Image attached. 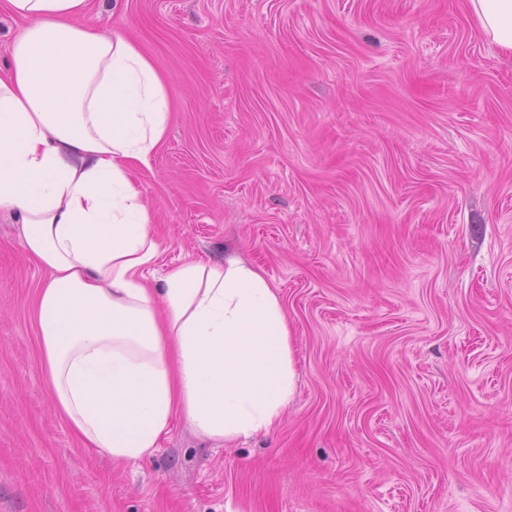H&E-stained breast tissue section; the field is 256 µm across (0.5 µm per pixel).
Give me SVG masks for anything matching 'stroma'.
I'll use <instances>...</instances> for the list:
<instances>
[{"label": "stroma", "instance_id": "stroma-1", "mask_svg": "<svg viewBox=\"0 0 512 512\" xmlns=\"http://www.w3.org/2000/svg\"><path fill=\"white\" fill-rule=\"evenodd\" d=\"M165 78L154 275L236 255L298 374L269 434L115 463L54 408L0 213V512H512V54L467 0H115Z\"/></svg>", "mask_w": 512, "mask_h": 512}]
</instances>
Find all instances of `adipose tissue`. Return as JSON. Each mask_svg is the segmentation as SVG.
Here are the masks:
<instances>
[{
  "label": "adipose tissue",
  "mask_w": 512,
  "mask_h": 512,
  "mask_svg": "<svg viewBox=\"0 0 512 512\" xmlns=\"http://www.w3.org/2000/svg\"><path fill=\"white\" fill-rule=\"evenodd\" d=\"M512 53V0H469ZM90 0H0L21 20L0 72V212L45 270L35 314L54 405L84 447L154 454L174 417L216 443L270 431L297 371L284 308L242 259L194 261L156 285L133 178L165 137V79L137 45L79 24Z\"/></svg>",
  "instance_id": "1"
}]
</instances>
